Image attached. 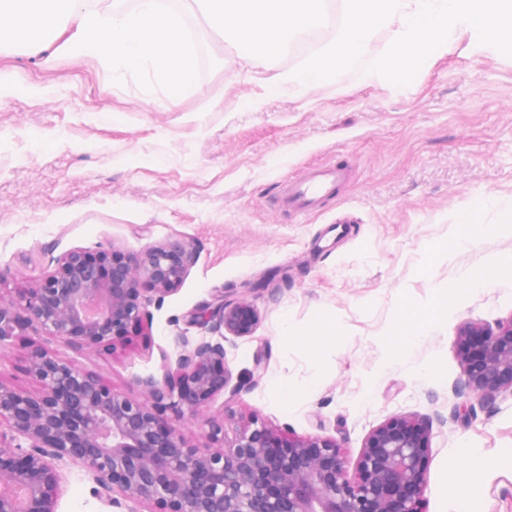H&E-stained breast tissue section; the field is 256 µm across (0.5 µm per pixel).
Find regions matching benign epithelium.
Here are the masks:
<instances>
[{
	"mask_svg": "<svg viewBox=\"0 0 512 512\" xmlns=\"http://www.w3.org/2000/svg\"><path fill=\"white\" fill-rule=\"evenodd\" d=\"M196 263L182 241L142 256L72 250L25 291L19 316L0 304V338L17 327L91 349L152 327L149 305L176 293ZM208 336L183 344L161 377L138 380L151 403L134 402L40 348L27 373L38 384L24 395L0 383V425L26 446L0 440V512H54L57 463H80L93 494L112 504L145 500L154 512H426L432 422L393 416L365 438L354 468L341 447L321 437H299L248 421L224 441V421L208 422L213 444L191 448L157 412L185 406L198 412L227 389L226 336L252 335L257 309L229 293L196 318ZM467 388L482 399L512 394V315L489 324L468 322L457 339Z\"/></svg>",
	"mask_w": 512,
	"mask_h": 512,
	"instance_id": "1",
	"label": "benign epithelium"
}]
</instances>
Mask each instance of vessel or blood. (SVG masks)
<instances>
[{"label":"vessel or blood","mask_w":512,"mask_h":512,"mask_svg":"<svg viewBox=\"0 0 512 512\" xmlns=\"http://www.w3.org/2000/svg\"><path fill=\"white\" fill-rule=\"evenodd\" d=\"M348 167L340 164L313 165L277 185L271 207L275 212L302 218L319 212L349 179Z\"/></svg>","instance_id":"b4317fda"}]
</instances>
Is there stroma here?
Masks as SVG:
<instances>
[{"label":"stroma","mask_w":512,"mask_h":512,"mask_svg":"<svg viewBox=\"0 0 512 512\" xmlns=\"http://www.w3.org/2000/svg\"><path fill=\"white\" fill-rule=\"evenodd\" d=\"M206 46L204 70L171 108L147 76L123 80L93 61L58 54L0 56L17 93L0 102V303L15 302L53 259L74 249L141 255L160 244L193 245L197 262L180 290L152 304V329L93 349L30 329L0 341V383L25 393L34 347L145 401L138 379L161 376L198 341L192 318L233 288L257 309L252 337L224 343L239 398L215 397L198 417L161 418L188 445H210L208 420L233 437L246 419L298 436H325L355 464L368 433L396 414L434 421L428 512L464 492L482 467L478 512H512V395L478 403L457 355L459 327L512 315V234L477 238L429 273L421 260L484 197L512 200V58L474 52L469 36L397 87L359 70L315 82L300 97L264 78L300 58L242 59L186 13ZM348 164L353 176L319 212L275 215L276 182L313 164ZM352 218L340 243L323 228ZM489 276L471 291L459 269ZM448 292V317L390 357L387 337L401 298L428 302ZM338 335H330L327 318ZM262 371H255V357ZM471 406V417L457 411ZM55 512H150L146 501L109 506L77 462L63 461Z\"/></svg>","instance_id":"35a3bbf8"}]
</instances>
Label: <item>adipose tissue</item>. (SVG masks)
<instances>
[{"mask_svg":"<svg viewBox=\"0 0 512 512\" xmlns=\"http://www.w3.org/2000/svg\"><path fill=\"white\" fill-rule=\"evenodd\" d=\"M209 28L246 54L269 58L301 31L319 29L324 0H195ZM32 57L60 51L71 59H95L113 79L137 72L154 77L160 105L177 102L196 79L195 55L184 37L181 10H163L158 0H0V42ZM498 209L499 222L487 224L475 214L462 215L454 235L435 244L426 264L466 247L473 238L512 233V202L487 198ZM448 314V302L436 295L427 305L402 301L392 329L395 358L418 336Z\"/></svg>","mask_w":512,"mask_h":512,"instance_id":"obj_1","label":"adipose tissue"}]
</instances>
